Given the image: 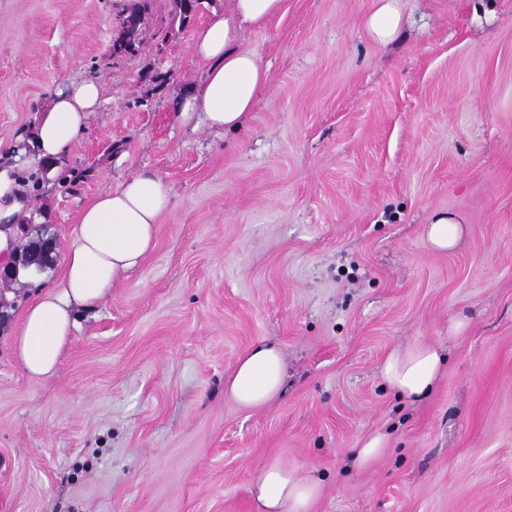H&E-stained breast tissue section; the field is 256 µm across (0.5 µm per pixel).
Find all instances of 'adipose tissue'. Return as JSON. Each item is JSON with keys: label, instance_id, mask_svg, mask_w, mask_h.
<instances>
[{"label": "adipose tissue", "instance_id": "ef3b65f1", "mask_svg": "<svg viewBox=\"0 0 512 512\" xmlns=\"http://www.w3.org/2000/svg\"><path fill=\"white\" fill-rule=\"evenodd\" d=\"M281 8L282 0H232L230 12L214 14L194 36L192 52L206 70L200 84L177 104L184 121L197 118L224 131L243 126L267 83V73L256 53L241 48V31L247 24L267 23ZM401 24L399 0H377L363 27L374 42L386 45L397 39ZM102 102L103 89L94 82H72L56 90L38 120L35 155L21 165L0 161V261L16 257L17 221L31 209L28 187L20 177L22 168L45 160L63 164L89 113ZM170 199L163 178L142 172L100 193L82 211L62 258L61 276L26 308L12 339L14 356L28 375H54L78 327V310L109 297L153 251L159 219ZM443 364L444 357L434 345L414 341L387 353L381 378L400 397L418 400L432 390ZM285 377L280 350L260 344L237 359L227 389L243 407L259 408L281 391ZM252 492L262 512H310L321 484L315 477L298 476L287 465L274 463L261 473Z\"/></svg>", "mask_w": 512, "mask_h": 512}]
</instances>
